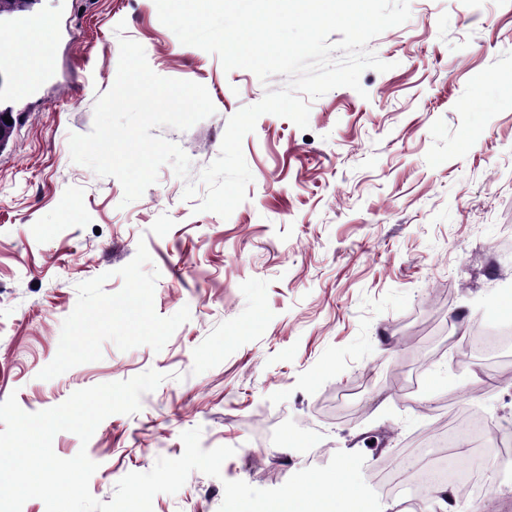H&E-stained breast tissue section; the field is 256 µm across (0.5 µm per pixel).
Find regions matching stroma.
<instances>
[{
    "label": "stroma",
    "instance_id": "obj_1",
    "mask_svg": "<svg viewBox=\"0 0 512 512\" xmlns=\"http://www.w3.org/2000/svg\"><path fill=\"white\" fill-rule=\"evenodd\" d=\"M410 5L368 44L391 70L312 101L308 128L258 118L242 142L253 181L226 219L184 199L185 183L218 157L228 119L286 76L224 71L180 43L154 0L37 5L51 52L0 152V401L35 413L164 373L139 412L108 416L88 444L55 435L58 457L83 448L97 463L96 499L181 456L197 427L203 449L234 455L221 478L194 471L156 495L153 512H218L224 481L277 488L339 451L364 454L382 512H397L379 472L462 412L493 433L435 453L488 469L495 430L512 431V347L486 361L467 338L512 326V0ZM123 37L215 106L188 130L155 128L189 156V177L163 165L128 204L68 144L91 131Z\"/></svg>",
    "mask_w": 512,
    "mask_h": 512
}]
</instances>
